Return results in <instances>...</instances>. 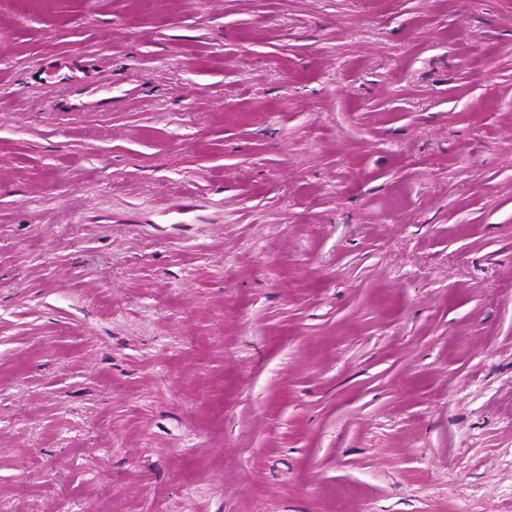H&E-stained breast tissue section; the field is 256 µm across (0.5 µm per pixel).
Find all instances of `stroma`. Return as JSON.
Masks as SVG:
<instances>
[{"instance_id": "obj_1", "label": "stroma", "mask_w": 512, "mask_h": 512, "mask_svg": "<svg viewBox=\"0 0 512 512\" xmlns=\"http://www.w3.org/2000/svg\"><path fill=\"white\" fill-rule=\"evenodd\" d=\"M0 512H512V0H0Z\"/></svg>"}]
</instances>
